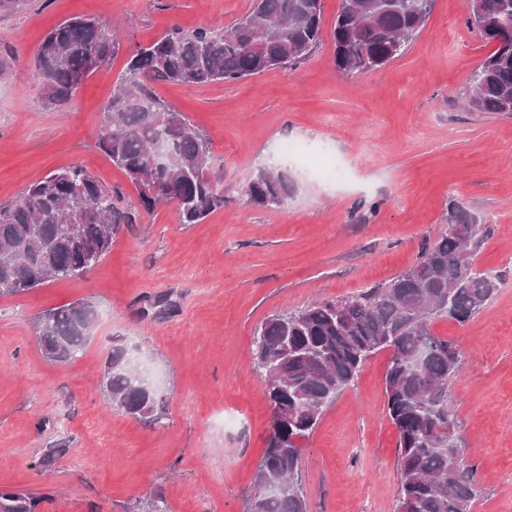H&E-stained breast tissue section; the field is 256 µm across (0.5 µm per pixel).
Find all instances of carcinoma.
I'll list each match as a JSON object with an SVG mask.
<instances>
[{"mask_svg":"<svg viewBox=\"0 0 512 512\" xmlns=\"http://www.w3.org/2000/svg\"><path fill=\"white\" fill-rule=\"evenodd\" d=\"M434 0H400L377 11V0H342L331 30L336 71L376 70L403 56L428 20ZM323 0H254L229 29L174 28L130 54L104 107L97 147L122 170L146 210L173 201L182 224H200L224 208V177L212 166L209 141L155 90L232 83L299 65L322 41ZM467 23L492 51L467 79L468 106L512 118V0H466ZM120 42L96 18L74 17L52 29L38 48L36 70L44 101L65 104L94 69L89 59H111ZM294 186L283 170L259 166L245 188L259 208H285ZM85 167L61 168L0 204V296H17L54 280L83 275L112 247V237L135 215ZM448 233L419 261L347 299L274 314L253 332V361L265 381L271 432L253 478L247 512H308L298 480L301 441L314 432L333 398L356 378L372 354L388 349L386 412L398 433L400 481L396 512H470L473 475L461 467L456 416L448 385L461 372L459 349L436 335L440 319L458 323L479 313L501 282L475 257L490 235L478 214L448 206ZM174 307L168 295L144 299L143 314ZM99 316L79 299L38 316L43 357L63 365L78 359ZM107 402L128 416L162 423L154 390L127 363L122 340L100 383ZM48 492L0 490V512H38ZM140 512H169L156 490Z\"/></svg>","mask_w":512,"mask_h":512,"instance_id":"carcinoma-1","label":"carcinoma"}]
</instances>
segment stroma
Masks as SVG:
<instances>
[{"instance_id": "obj_1", "label": "stroma", "mask_w": 512, "mask_h": 512, "mask_svg": "<svg viewBox=\"0 0 512 512\" xmlns=\"http://www.w3.org/2000/svg\"><path fill=\"white\" fill-rule=\"evenodd\" d=\"M251 0H22L0 12V203L30 183L80 164L117 192L135 221L83 276L0 297V487L40 491L41 512H137L162 490L171 512H246L271 429L252 363L263 319L341 299L415 265L448 231L455 200L486 217L476 257L501 274L467 322L438 320L462 352L448 387L460 453L478 490L471 512H512V118L463 108L467 78L491 47L466 21L465 0H434L410 49L384 67L337 73L331 38L305 61L245 80L161 84L211 144L227 201L199 224L174 202L144 210L126 175L97 146L102 108L135 46L177 27L229 26ZM100 19L122 40L68 104L46 106L35 59L45 35L74 16ZM294 142L302 153L278 151ZM326 155L348 170L329 180ZM262 164L286 165L287 208L251 205L244 188ZM175 306L143 317L141 301ZM87 299L99 320L82 358L46 361L35 323L46 309ZM126 340L154 383L164 419L149 425L105 401L99 381L113 337ZM389 351L368 358L302 443L308 512H395L398 436L384 405ZM61 453L51 471L37 460Z\"/></svg>"}]
</instances>
